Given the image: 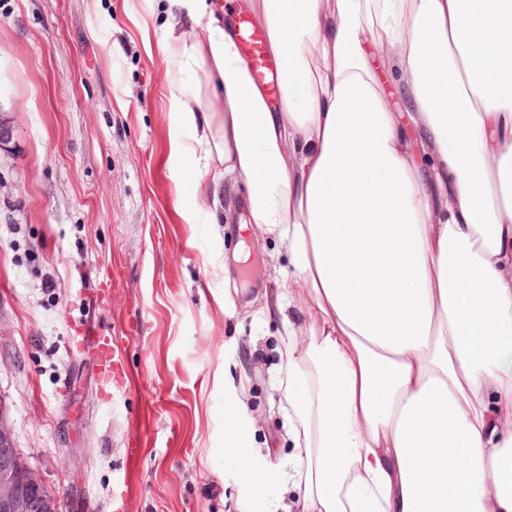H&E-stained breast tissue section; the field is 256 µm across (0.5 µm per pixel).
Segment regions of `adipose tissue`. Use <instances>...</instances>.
<instances>
[{"label":"adipose tissue","mask_w":512,"mask_h":512,"mask_svg":"<svg viewBox=\"0 0 512 512\" xmlns=\"http://www.w3.org/2000/svg\"><path fill=\"white\" fill-rule=\"evenodd\" d=\"M176 2L177 147L294 269L263 307L288 328L286 512H512V0H254L276 111L236 27ZM230 416L259 486L245 397Z\"/></svg>","instance_id":"ef3b65f1"}]
</instances>
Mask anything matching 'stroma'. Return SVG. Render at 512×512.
<instances>
[{"mask_svg":"<svg viewBox=\"0 0 512 512\" xmlns=\"http://www.w3.org/2000/svg\"><path fill=\"white\" fill-rule=\"evenodd\" d=\"M166 0H0V399L59 512H275L293 450L286 329L259 311L292 268L239 223L241 189L182 154ZM118 279L104 301L101 283ZM118 341L102 388L83 329ZM248 375L261 490L225 452ZM138 451H131V444Z\"/></svg>","mask_w":512,"mask_h":512,"instance_id":"stroma-1","label":"stroma"}]
</instances>
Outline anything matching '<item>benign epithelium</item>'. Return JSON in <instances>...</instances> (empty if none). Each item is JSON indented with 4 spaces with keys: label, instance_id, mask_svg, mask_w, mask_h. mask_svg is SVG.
<instances>
[{
    "label": "benign epithelium",
    "instance_id": "7a95c632",
    "mask_svg": "<svg viewBox=\"0 0 512 512\" xmlns=\"http://www.w3.org/2000/svg\"><path fill=\"white\" fill-rule=\"evenodd\" d=\"M0 512H57L40 472L16 447L8 408L0 399Z\"/></svg>",
    "mask_w": 512,
    "mask_h": 512
}]
</instances>
